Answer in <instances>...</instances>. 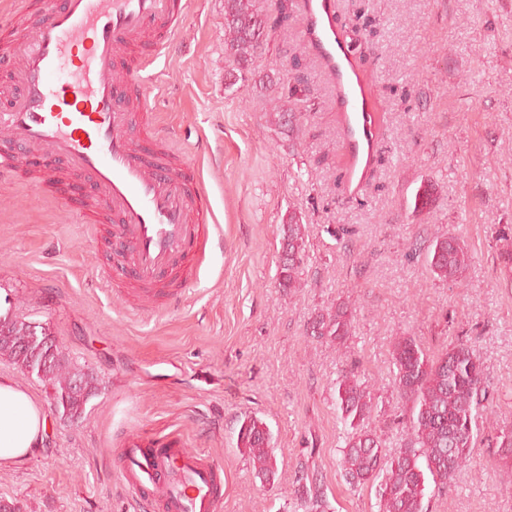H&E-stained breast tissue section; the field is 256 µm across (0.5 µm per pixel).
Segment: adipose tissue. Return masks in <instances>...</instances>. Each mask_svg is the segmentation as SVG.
<instances>
[{
  "mask_svg": "<svg viewBox=\"0 0 512 512\" xmlns=\"http://www.w3.org/2000/svg\"><path fill=\"white\" fill-rule=\"evenodd\" d=\"M49 426L47 413L29 390L0 376V469L31 458L43 447Z\"/></svg>",
  "mask_w": 512,
  "mask_h": 512,
  "instance_id": "ef3b65f1",
  "label": "adipose tissue"
}]
</instances>
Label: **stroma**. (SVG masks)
I'll return each mask as SVG.
<instances>
[{
	"label": "stroma",
	"instance_id": "obj_1",
	"mask_svg": "<svg viewBox=\"0 0 512 512\" xmlns=\"http://www.w3.org/2000/svg\"><path fill=\"white\" fill-rule=\"evenodd\" d=\"M330 2L385 158L360 183H345L336 88L306 41L303 6L246 80L226 76L224 0H192L187 27L147 69L152 123L199 160L222 235L198 278L159 309L132 310L124 283L104 284L118 261L111 224L82 223L72 195L35 186L33 167L0 178V297L48 324L100 382L83 419L51 415L44 450L0 470V497L22 512H134L116 479L133 434L179 436L222 464L224 512H309L306 478L332 512H377L374 491L342 476L334 385L355 368L375 397L371 429L398 447L406 405L391 349L408 335L432 354L469 345L489 387L471 462L448 488L429 489L431 512H512V466L496 445L512 426V267L502 258L512 249V0ZM297 86L310 110L288 129L270 100ZM427 182L435 205L415 211ZM292 212L306 226V259L297 287L284 288L281 227ZM450 232L471 254L456 282L426 261ZM339 303L353 312L351 335L311 336L315 315ZM248 414L271 431L274 483L238 446Z\"/></svg>",
	"mask_w": 512,
	"mask_h": 512
}]
</instances>
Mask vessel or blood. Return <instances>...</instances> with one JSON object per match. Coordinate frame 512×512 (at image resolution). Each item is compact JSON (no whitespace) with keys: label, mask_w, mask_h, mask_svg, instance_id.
<instances>
[{"label":"vessel or blood","mask_w":512,"mask_h":512,"mask_svg":"<svg viewBox=\"0 0 512 512\" xmlns=\"http://www.w3.org/2000/svg\"><path fill=\"white\" fill-rule=\"evenodd\" d=\"M35 21L15 48L19 88L0 110V130L16 147L0 150V172H14L38 152L42 181L61 171L84 175L87 209L107 210L117 224L121 258L111 276L130 282L138 307L176 295L196 279L214 233L200 171L186 154L168 150L162 131L136 135L153 86L128 66L137 46L153 62L182 32L189 0H23ZM308 38L336 82L351 129L350 155L377 146L367 96L340 34L330 0H307ZM117 478L139 502L159 500L164 512H223L224 469L208 456L166 442L129 437Z\"/></svg>","instance_id":"1"}]
</instances>
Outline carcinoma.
Segmentation results:
<instances>
[{
	"label": "carcinoma",
	"mask_w": 512,
	"mask_h": 512,
	"mask_svg": "<svg viewBox=\"0 0 512 512\" xmlns=\"http://www.w3.org/2000/svg\"><path fill=\"white\" fill-rule=\"evenodd\" d=\"M271 30L252 0H224L225 45L239 72L251 71ZM435 201V186L422 185L415 194L414 208L429 210ZM283 229L280 278L283 287L294 288L304 257V224L292 213ZM428 258L431 271L448 282L461 279L471 261L467 246L453 234L436 239ZM5 303L8 307L0 312V357L30 376L39 375V367L45 366L42 381L52 389L55 411L64 420L82 418L90 400L98 395L97 376L41 341L43 336L56 340L48 324L28 321L14 313L10 300ZM352 324V311L338 305L335 311L316 316L311 334L339 344ZM391 356L396 387L410 404L406 437L399 448L385 449L382 439L367 427L373 410L371 393L349 371L336 381L335 389L336 411L347 428L341 465L351 487L375 490L379 512H428V484L448 487L470 461L487 401L484 369L465 343L431 356L413 337L400 336ZM271 440L265 422L253 415L243 417L238 442L257 477L267 482L278 472ZM497 444L501 457L511 461L512 428L500 431Z\"/></svg>",
	"instance_id": "obj_1"
}]
</instances>
